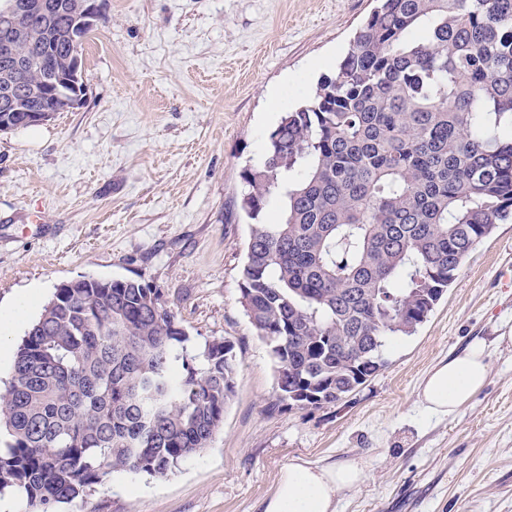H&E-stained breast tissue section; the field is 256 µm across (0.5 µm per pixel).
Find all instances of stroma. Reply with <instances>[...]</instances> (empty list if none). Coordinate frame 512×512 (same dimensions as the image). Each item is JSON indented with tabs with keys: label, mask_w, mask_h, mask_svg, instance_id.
Returning <instances> with one entry per match:
<instances>
[{
	"label": "stroma",
	"mask_w": 512,
	"mask_h": 512,
	"mask_svg": "<svg viewBox=\"0 0 512 512\" xmlns=\"http://www.w3.org/2000/svg\"><path fill=\"white\" fill-rule=\"evenodd\" d=\"M374 0H105L85 40V96L0 132V308L31 299L0 342V391L55 289L80 277L157 288L195 346L229 341L235 394L208 448L164 480L115 473L64 512H261L294 460L357 461L336 512H512V221L465 259L385 367L338 404H277L274 366L241 303L250 235L241 171L282 111L335 72ZM484 341L486 385L447 416L423 407L439 362Z\"/></svg>",
	"instance_id": "1"
}]
</instances>
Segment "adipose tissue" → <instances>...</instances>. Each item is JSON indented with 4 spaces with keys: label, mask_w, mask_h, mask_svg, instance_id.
Returning a JSON list of instances; mask_svg holds the SVG:
<instances>
[{
    "label": "adipose tissue",
    "mask_w": 512,
    "mask_h": 512,
    "mask_svg": "<svg viewBox=\"0 0 512 512\" xmlns=\"http://www.w3.org/2000/svg\"><path fill=\"white\" fill-rule=\"evenodd\" d=\"M489 362L484 345L440 362L420 387L425 408L447 415L468 402L486 383ZM363 478L357 463L318 465L291 462L281 470L275 492L263 502L262 512H336L338 492L356 487Z\"/></svg>",
    "instance_id": "obj_1"
}]
</instances>
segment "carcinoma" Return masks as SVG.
<instances>
[{
  "label": "carcinoma",
  "mask_w": 512,
  "mask_h": 512,
  "mask_svg": "<svg viewBox=\"0 0 512 512\" xmlns=\"http://www.w3.org/2000/svg\"><path fill=\"white\" fill-rule=\"evenodd\" d=\"M60 56L76 0H46ZM52 79L0 70L17 89ZM21 107L57 109L39 92ZM253 224L240 302L277 365L278 401L334 405L411 336L467 255L512 217V0H379L335 72L242 170ZM190 337L157 289L57 288L0 392V497L57 512L115 472L164 479L203 452L235 392L226 340Z\"/></svg>",
  "instance_id": "cac0c4a2"
}]
</instances>
